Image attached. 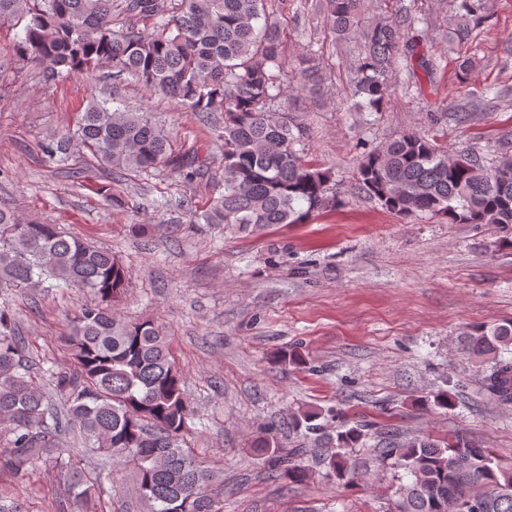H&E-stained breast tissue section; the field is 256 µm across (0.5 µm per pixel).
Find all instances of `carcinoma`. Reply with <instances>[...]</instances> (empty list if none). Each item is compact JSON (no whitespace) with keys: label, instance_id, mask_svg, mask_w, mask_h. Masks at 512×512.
Here are the masks:
<instances>
[{"label":"carcinoma","instance_id":"1","mask_svg":"<svg viewBox=\"0 0 512 512\" xmlns=\"http://www.w3.org/2000/svg\"><path fill=\"white\" fill-rule=\"evenodd\" d=\"M332 33L359 40L351 72L354 94L372 112L387 104L388 77L401 53L415 47L408 18L360 19L361 0H324ZM447 33L465 47L478 0H456ZM127 23L113 29V11ZM25 21L16 53L34 61L47 80L90 74L104 64L130 75L193 112L224 119V192L191 222L248 227L303 224L338 204L326 172L296 145L303 129L276 105L284 83L283 40L265 0H177L165 14L160 0H0V22ZM151 22L139 27L138 22ZM49 160L66 164L91 154L100 166L130 173L168 167L191 182L208 173L199 147L172 148L168 132L147 112L88 105L72 129L51 133ZM357 188L388 211L408 218L442 216L451 224H512V157L492 166L474 153L450 154L416 134H403L365 154ZM86 288L101 302L82 307L62 336L73 367L51 374V390L35 382L19 347L7 303L0 304V423L12 438L0 467L24 477L44 464L63 479L64 494L81 512H100L101 487L75 449L59 437V416L78 425L88 450L133 469L134 490L147 512H220L216 469L186 446L194 411L167 336L154 322H131L112 311L126 287L122 264L109 250L68 237L55 224L25 222L0 208V293L8 289ZM463 353L490 363L489 395L512 404V321L470 327ZM298 410L285 425L314 442L312 462L344 485L362 473L351 452L378 422L336 420ZM378 462L410 477L396 488L391 512H512V467L463 436L378 440ZM268 477L303 483L310 468L280 451L278 428L255 442Z\"/></svg>","mask_w":512,"mask_h":512}]
</instances>
